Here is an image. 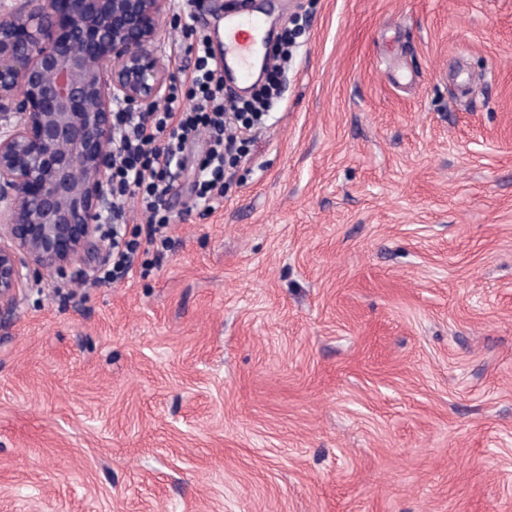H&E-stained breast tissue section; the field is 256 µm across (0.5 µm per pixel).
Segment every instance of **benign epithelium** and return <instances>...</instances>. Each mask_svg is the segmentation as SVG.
I'll return each instance as SVG.
<instances>
[{"label":"benign epithelium","instance_id":"obj_1","mask_svg":"<svg viewBox=\"0 0 512 512\" xmlns=\"http://www.w3.org/2000/svg\"><path fill=\"white\" fill-rule=\"evenodd\" d=\"M170 0H15L0 15V316L63 272L111 205L113 106L150 112Z\"/></svg>","mask_w":512,"mask_h":512}]
</instances>
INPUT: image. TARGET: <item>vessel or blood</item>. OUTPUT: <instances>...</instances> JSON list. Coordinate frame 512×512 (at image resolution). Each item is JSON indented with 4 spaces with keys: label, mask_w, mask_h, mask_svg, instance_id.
Listing matches in <instances>:
<instances>
[{
    "label": "vessel or blood",
    "mask_w": 512,
    "mask_h": 512,
    "mask_svg": "<svg viewBox=\"0 0 512 512\" xmlns=\"http://www.w3.org/2000/svg\"><path fill=\"white\" fill-rule=\"evenodd\" d=\"M263 28L264 21L259 17L232 15L225 21L224 41L217 60L239 82H248L252 76L254 58L264 49L259 37Z\"/></svg>",
    "instance_id": "vessel-or-blood-1"
}]
</instances>
